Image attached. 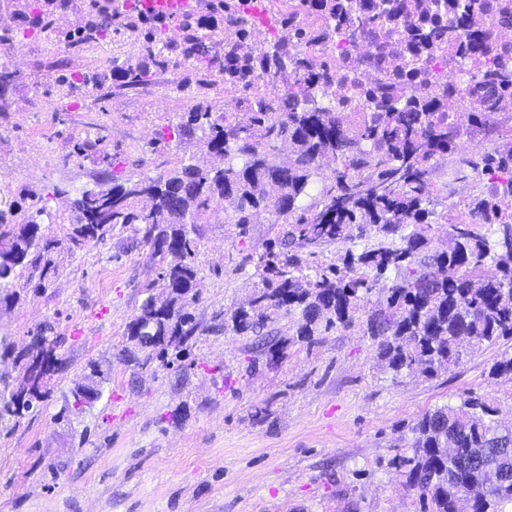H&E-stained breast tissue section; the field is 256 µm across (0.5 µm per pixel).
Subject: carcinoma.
<instances>
[{
	"instance_id": "cac0c4a2",
	"label": "carcinoma",
	"mask_w": 512,
	"mask_h": 512,
	"mask_svg": "<svg viewBox=\"0 0 512 512\" xmlns=\"http://www.w3.org/2000/svg\"><path fill=\"white\" fill-rule=\"evenodd\" d=\"M52 0H3L14 13L28 15L36 32L48 31L68 47L105 39L111 23L81 3L64 26L57 25ZM426 9L433 21L419 29L421 47L468 36L465 51L481 63L470 119L481 133L498 112L502 92L512 89V72L493 64L486 19L512 25V13L498 0H293L281 11L280 33L257 47L249 38L256 18L239 0H218L214 10L238 27L239 41L224 49L223 35L194 15L176 29L161 22L122 27L137 33L138 54L112 73L126 88L139 87L156 72L190 64L206 86L224 83L241 93L243 112H227L218 102H202L169 127L180 153L172 167L156 175L124 177L112 170V153L101 136L77 143L76 153L96 150L106 168L102 182L76 193L70 218L34 203L10 222L12 203L0 210V303L15 296L13 278L28 272L39 284L59 271L58 257L105 238L116 227H131L159 267L146 285L148 296L128 324L130 359L171 363L200 331L192 311L199 301L196 258L203 224L217 207L246 239L265 212L276 237L248 254L245 263L258 282L247 305L224 321V332L252 334L268 366L278 364L295 341L313 345L330 330L359 328L378 340V359L398 376L419 369L427 376L457 363L463 345L473 348L512 340V137L499 138L490 151L464 161L475 181L465 207L473 221L455 215L448 191L425 192L437 167L454 152L457 122L441 114V97L419 93L409 82L408 62L384 52L373 56L384 82L367 94L362 127L336 111L331 82L336 58L323 51L336 32L357 29L392 14ZM316 20L299 23V16ZM46 79L62 96L72 78L49 71ZM109 77L87 82L100 89ZM280 83L272 95L266 82ZM202 137L195 138V131ZM196 148L208 157L200 167L187 159ZM335 162L330 174L322 160ZM68 223L63 237L52 225ZM449 226L451 246L432 249V231ZM487 228L483 233L480 228ZM344 244L337 264L310 265L324 245ZM496 266L492 276L487 263ZM376 301H371L373 292ZM286 318L294 337L273 336L272 324ZM45 325L18 360L23 374L14 383L0 373V419L19 422L49 392L58 359L57 341ZM490 374L512 382V355L496 360ZM104 381L99 366L75 382L76 414L86 395ZM410 454L393 459L421 502V512H512V424L474 393L457 404L425 412L409 428Z\"/></svg>"
}]
</instances>
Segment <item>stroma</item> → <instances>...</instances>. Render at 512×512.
Returning a JSON list of instances; mask_svg holds the SVG:
<instances>
[{
  "mask_svg": "<svg viewBox=\"0 0 512 512\" xmlns=\"http://www.w3.org/2000/svg\"><path fill=\"white\" fill-rule=\"evenodd\" d=\"M16 34L0 52L19 74L0 114V195L26 211L43 199L68 213L72 194L95 187L96 155H73L76 142L102 129L125 176L163 171L168 124L199 101L224 99L223 84L200 87L188 66L159 72L142 87L112 86L109 100L79 84L67 105L42 79L62 63L76 76L112 72L136 52L124 32L94 48L65 50L36 33L23 14L0 13ZM130 230L63 256L46 287L24 282L0 307V335L27 350L39 328L60 336V365L49 396L21 422L0 421V512H420L418 496L392 460L404 453L415 420L436 406L480 395L512 420V383L492 378L503 340L427 377L393 376L375 341L338 329L318 344L295 343L279 364H259L253 337L197 336L181 362L135 367L126 328L158 267L146 249L124 248ZM274 231L259 216L241 241L223 209L211 212L197 255L202 326L245 303L254 281L237 266ZM98 364L106 380L84 413L60 419L77 380Z\"/></svg>",
  "mask_w": 512,
  "mask_h": 512,
  "instance_id": "stroma-1",
  "label": "stroma"
}]
</instances>
